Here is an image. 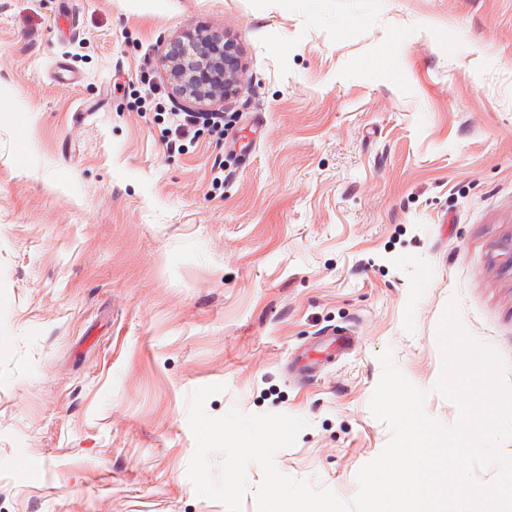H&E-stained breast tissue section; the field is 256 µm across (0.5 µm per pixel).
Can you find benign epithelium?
Instances as JSON below:
<instances>
[{
	"label": "benign epithelium",
	"instance_id": "1",
	"mask_svg": "<svg viewBox=\"0 0 512 512\" xmlns=\"http://www.w3.org/2000/svg\"><path fill=\"white\" fill-rule=\"evenodd\" d=\"M162 62L171 92L190 104L222 101L242 82L237 48L222 33L175 37L166 44Z\"/></svg>",
	"mask_w": 512,
	"mask_h": 512
}]
</instances>
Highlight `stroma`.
Listing matches in <instances>:
<instances>
[{
  "instance_id": "1",
  "label": "stroma",
  "mask_w": 512,
  "mask_h": 512,
  "mask_svg": "<svg viewBox=\"0 0 512 512\" xmlns=\"http://www.w3.org/2000/svg\"><path fill=\"white\" fill-rule=\"evenodd\" d=\"M200 27L245 79L174 151L136 101L183 111L161 55ZM453 299L512 379V0H0V512H227L187 476L212 384L304 418L278 469L352 500L382 351L457 420Z\"/></svg>"
}]
</instances>
